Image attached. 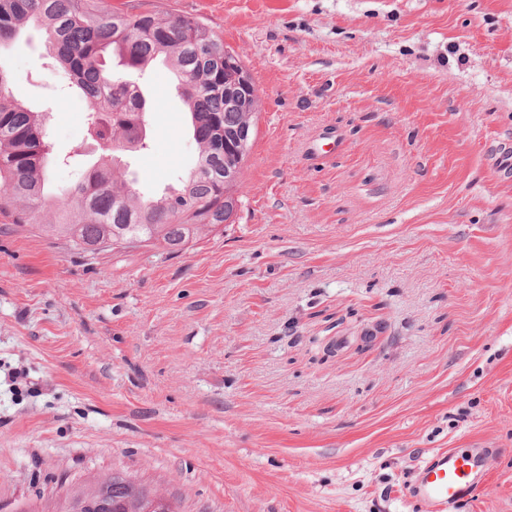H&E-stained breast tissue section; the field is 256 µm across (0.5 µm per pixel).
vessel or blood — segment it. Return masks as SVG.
<instances>
[{
  "label": "vessel or blood",
  "instance_id": "b4317fda",
  "mask_svg": "<svg viewBox=\"0 0 512 512\" xmlns=\"http://www.w3.org/2000/svg\"><path fill=\"white\" fill-rule=\"evenodd\" d=\"M486 467L480 456L451 449L422 462L410 492L435 512H451L480 482Z\"/></svg>",
  "mask_w": 512,
  "mask_h": 512
}]
</instances>
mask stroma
Returning <instances> with one entry per match:
<instances>
[{"label":"stroma","mask_w":512,"mask_h":512,"mask_svg":"<svg viewBox=\"0 0 512 512\" xmlns=\"http://www.w3.org/2000/svg\"><path fill=\"white\" fill-rule=\"evenodd\" d=\"M195 17L258 93L234 223L77 254L0 214V512L120 471L179 512H431L418 465L491 464L512 512V0H112ZM38 36L4 58L54 154L96 157ZM172 69L161 193L198 146Z\"/></svg>","instance_id":"stroma-1"}]
</instances>
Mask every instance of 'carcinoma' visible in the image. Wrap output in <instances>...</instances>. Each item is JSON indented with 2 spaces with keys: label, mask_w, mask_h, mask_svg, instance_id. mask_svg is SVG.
<instances>
[{
  "label": "carcinoma",
  "mask_w": 512,
  "mask_h": 512,
  "mask_svg": "<svg viewBox=\"0 0 512 512\" xmlns=\"http://www.w3.org/2000/svg\"><path fill=\"white\" fill-rule=\"evenodd\" d=\"M27 29L40 33L55 69L86 102L87 134L100 155L74 184L49 191L52 147L42 114L16 97V73L0 64V212L78 253L150 246L176 254L234 221L241 197L224 187V134L253 121L258 99L249 112L224 102V41L196 18L114 9L110 0H0V52ZM113 54L130 74L164 59L191 116L197 165L158 197L140 195L121 157L146 148L147 112L159 105H147L136 84L109 71ZM151 495L111 472L72 487L65 512H81L100 496L139 512Z\"/></svg>",
  "instance_id": "obj_1"
}]
</instances>
